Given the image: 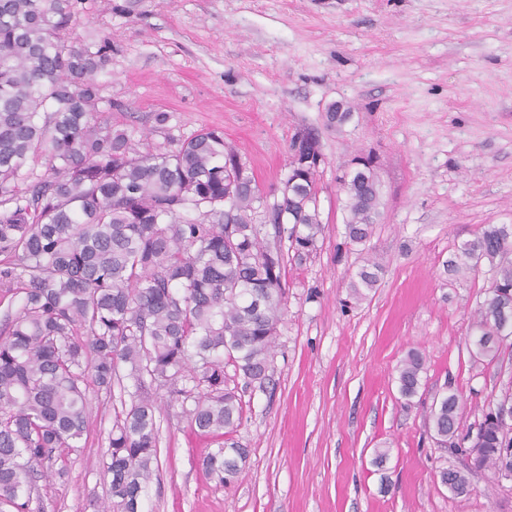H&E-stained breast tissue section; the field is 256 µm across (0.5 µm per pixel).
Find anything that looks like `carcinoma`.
I'll return each instance as SVG.
<instances>
[{
    "label": "carcinoma",
    "mask_w": 512,
    "mask_h": 512,
    "mask_svg": "<svg viewBox=\"0 0 512 512\" xmlns=\"http://www.w3.org/2000/svg\"><path fill=\"white\" fill-rule=\"evenodd\" d=\"M88 0H0V288L20 298L0 325V512H28L37 483L67 471L88 428L89 392L132 382L130 403L112 416L103 470L112 500L102 512H142L157 468V400L191 402L190 427L218 440L200 459L221 483L241 473L248 451L224 442L242 419V396L227 385L233 366L245 386L273 383L274 348L285 305L288 260L270 239H287L301 264L323 232L316 177L295 169L281 211L257 216L254 176L236 181L224 209V181L236 149L224 131L203 129L142 152L105 113L99 74L112 41H71ZM43 166L40 173L37 166ZM344 238L366 246L377 224L374 168L342 181ZM512 225L486 224L461 243L447 271L491 266L489 295L473 322L480 360L495 357L491 334L512 325ZM368 255L350 277L357 301L376 288ZM423 358L398 369L407 400L421 387ZM460 399L442 396L429 426L446 444L468 441L473 468L512 466V395L460 434ZM462 498L468 473L443 469Z\"/></svg>",
    "instance_id": "cac0c4a2"
}]
</instances>
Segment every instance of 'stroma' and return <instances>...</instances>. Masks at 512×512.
Returning <instances> with one entry per match:
<instances>
[{
	"label": "stroma",
	"mask_w": 512,
	"mask_h": 512,
	"mask_svg": "<svg viewBox=\"0 0 512 512\" xmlns=\"http://www.w3.org/2000/svg\"><path fill=\"white\" fill-rule=\"evenodd\" d=\"M103 34L114 52L102 94L122 105L109 118L135 139L222 129L270 200L297 132L316 133L326 158L318 253L286 268L274 387L242 395L238 479L207 475L198 460L210 438L190 430L180 403H162L146 512H512V483L492 471L473 472L464 498L440 483L462 457L428 425L447 392L462 397L466 430L512 389V345L492 359L471 353L489 264L459 277L443 267L483 225L512 224V0H94L72 39ZM336 103L349 120L328 121ZM362 152L381 183L363 250L344 243L336 186ZM367 252L382 273L358 302L347 275ZM412 349L424 370L408 402L397 367ZM120 407L119 394H93L83 451L41 483L31 512L107 501L102 459Z\"/></svg>",
	"instance_id": "stroma-1"
}]
</instances>
